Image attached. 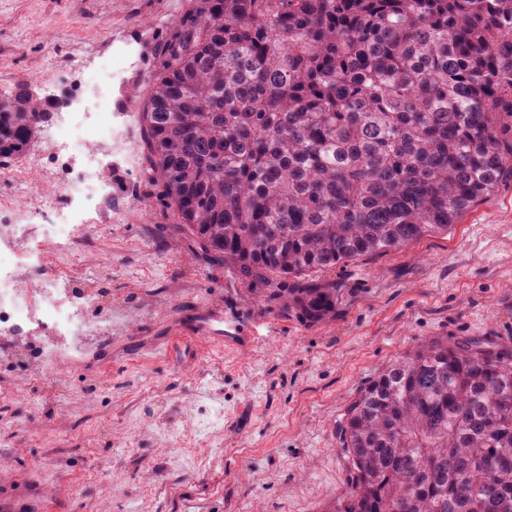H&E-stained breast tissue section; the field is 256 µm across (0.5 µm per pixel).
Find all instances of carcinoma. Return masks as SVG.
I'll use <instances>...</instances> for the list:
<instances>
[{
  "instance_id": "carcinoma-1",
  "label": "carcinoma",
  "mask_w": 512,
  "mask_h": 512,
  "mask_svg": "<svg viewBox=\"0 0 512 512\" xmlns=\"http://www.w3.org/2000/svg\"><path fill=\"white\" fill-rule=\"evenodd\" d=\"M138 103L141 181L209 263L307 323L312 277L448 233L512 182V0H186ZM51 106L0 97V159ZM332 512H512V339L433 337L339 426Z\"/></svg>"
}]
</instances>
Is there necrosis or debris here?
<instances>
[{"instance_id":"1","label":"necrosis or debris","mask_w":512,"mask_h":512,"mask_svg":"<svg viewBox=\"0 0 512 512\" xmlns=\"http://www.w3.org/2000/svg\"><path fill=\"white\" fill-rule=\"evenodd\" d=\"M59 74L72 85L73 106L54 110L60 134L37 154L67 165L62 188L38 197L28 219L0 218V350L19 332L44 339L15 359L49 387L58 384L62 362L80 358L74 345L81 337L112 330L111 300L92 288L74 289L60 261L82 250L90 231L85 216L106 189L103 159L88 148L86 135L114 142L110 89L118 73L107 61L96 67L72 60L46 72ZM25 279L32 288L22 287Z\"/></svg>"}]
</instances>
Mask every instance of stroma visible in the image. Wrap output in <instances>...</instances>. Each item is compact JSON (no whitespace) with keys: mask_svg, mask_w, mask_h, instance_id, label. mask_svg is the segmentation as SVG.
Returning a JSON list of instances; mask_svg holds the SVG:
<instances>
[{"mask_svg":"<svg viewBox=\"0 0 512 512\" xmlns=\"http://www.w3.org/2000/svg\"><path fill=\"white\" fill-rule=\"evenodd\" d=\"M186 0H0V96L19 90L62 102L69 87L45 80L50 58L123 55L112 120L127 148L105 153L109 192L87 252L69 269L75 286L111 292L132 312L125 331L87 336L91 359L66 366L60 397L37 398L22 365L0 356V418L26 424L0 440V512H326L345 488L338 424L364 383L432 337L512 336V183L465 213L447 234L365 256L331 276L345 290L334 319L307 324L277 304L249 299L232 271L197 256L174 217L131 166L139 146L130 98ZM0 204L17 209L56 190L50 159L7 164ZM124 213L121 223L109 213ZM219 315L241 346L187 348L172 334L186 311ZM224 414L205 466L173 462L163 432L193 436ZM112 459L111 474L100 464Z\"/></svg>","mask_w":512,"mask_h":512,"instance_id":"1","label":"stroma"}]
</instances>
